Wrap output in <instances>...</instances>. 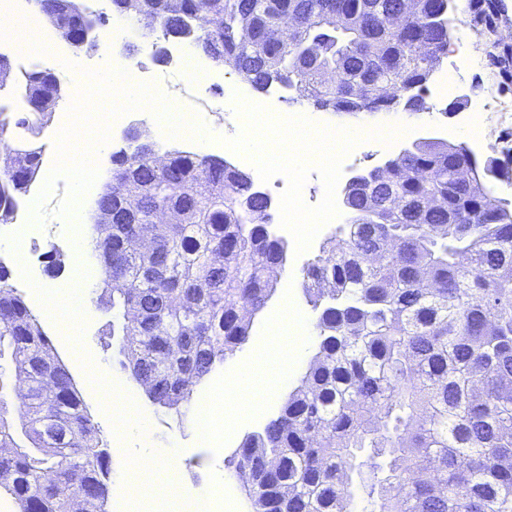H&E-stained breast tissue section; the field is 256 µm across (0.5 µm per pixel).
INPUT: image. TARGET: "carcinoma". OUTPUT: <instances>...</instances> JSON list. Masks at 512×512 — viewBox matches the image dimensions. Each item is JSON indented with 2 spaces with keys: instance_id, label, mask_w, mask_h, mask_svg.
Listing matches in <instances>:
<instances>
[{
  "instance_id": "obj_1",
  "label": "carcinoma",
  "mask_w": 512,
  "mask_h": 512,
  "mask_svg": "<svg viewBox=\"0 0 512 512\" xmlns=\"http://www.w3.org/2000/svg\"><path fill=\"white\" fill-rule=\"evenodd\" d=\"M76 49L81 0H37ZM112 0L175 34L258 92L308 89L329 112L426 109L448 45V0ZM24 112L0 106V224L41 172L37 137L57 77L22 74ZM112 153L97 202L105 270L94 303L112 310L122 369L169 413L195 400L283 276L288 244L269 197L213 155ZM468 148L429 137L372 170L369 199L303 269L318 351L275 418L246 435L237 469L251 512H512V208L455 186ZM440 197L444 205L427 209ZM0 492L18 512H105L110 455L52 339L0 263Z\"/></svg>"
}]
</instances>
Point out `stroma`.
Listing matches in <instances>:
<instances>
[{"mask_svg":"<svg viewBox=\"0 0 512 512\" xmlns=\"http://www.w3.org/2000/svg\"><path fill=\"white\" fill-rule=\"evenodd\" d=\"M450 16L452 24L448 39V51L436 63L429 92L427 109L407 112L401 109L389 112H318L314 118L321 123L362 124L365 126L387 125L394 119L404 120L411 126V140L438 137L451 144H461L462 131L468 129L475 112L488 99L512 100V0H453ZM457 68L454 90L457 104L438 98L439 85L444 69ZM485 138L474 152L480 161L507 162L512 160V115L502 112H482ZM66 194L65 188L51 191L42 205L43 231L22 243L20 261L7 258L6 249L0 248V257L6 258L11 281L18 288L26 304L42 322L56 349L69 368L95 426L111 455V479L105 503L106 512H119L127 491L125 480L137 466L141 457L160 448L170 449L177 458L181 478L175 493L160 492L150 501L140 503L135 512H179L178 504L188 496H207L222 493L231 488L233 512H247L248 506L242 484L234 476V457L247 433L261 429L275 417L284 399L276 394L269 402L241 419L236 433L221 447L211 448L200 444L194 429L186 417L156 410L147 400L143 389L132 383L119 366L118 345L109 334L112 314L101 307H91V319L87 323L81 349H74L69 335L60 328L27 286L21 274L22 265L34 266L38 275L44 276L50 287L65 289L76 269L71 254L74 232L69 221L57 213ZM56 250L60 269L47 273L48 250ZM301 273L287 267L283 277L268 299L264 309L256 316L249 342L235 354L227 356L224 365L206 380L207 388L222 389L224 375L235 372L255 351L258 341L275 320L286 300H293L301 309L306 321V345L304 357H311L317 344L315 329L316 313L296 283ZM89 354L98 367L112 377L125 396L135 400L145 412V430L118 437L111 416L86 378L81 363L82 354Z\"/></svg>","mask_w":512,"mask_h":512,"instance_id":"1","label":"stroma"}]
</instances>
